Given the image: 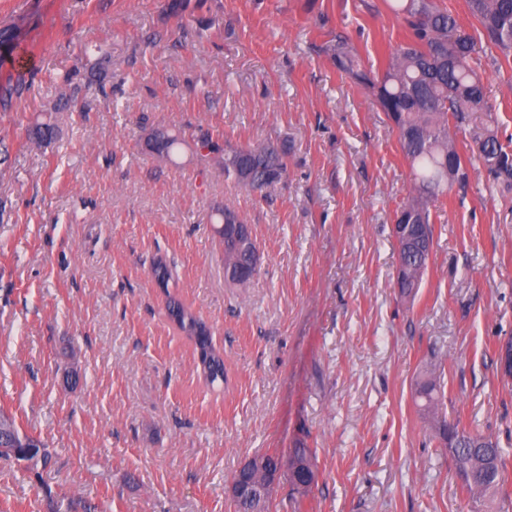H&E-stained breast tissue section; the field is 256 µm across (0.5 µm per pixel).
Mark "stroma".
<instances>
[{
    "label": "stroma",
    "mask_w": 512,
    "mask_h": 512,
    "mask_svg": "<svg viewBox=\"0 0 512 512\" xmlns=\"http://www.w3.org/2000/svg\"><path fill=\"white\" fill-rule=\"evenodd\" d=\"M387 0H0V409L45 442L31 472L0 459V512H233L231 478L252 457L316 451L317 482L276 488L273 512H512V188L471 174L433 208L416 297L397 286L394 214L411 188L398 133L329 53L347 36L383 73L408 32ZM110 59L107 96L53 113L48 74L83 84ZM492 113L456 132L512 149V59L481 47ZM55 118L48 144L28 138ZM180 134L151 152L152 128ZM226 146L288 149V176L262 194L225 179ZM250 225L259 272L224 279L211 216ZM175 282L161 290L157 259ZM190 307L224 355L226 384L196 370L166 305ZM443 393L416 394L425 370ZM496 441L505 482L466 492L442 421Z\"/></svg>",
    "instance_id": "35a3bbf8"
}]
</instances>
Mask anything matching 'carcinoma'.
<instances>
[{
  "instance_id": "obj_1",
  "label": "carcinoma",
  "mask_w": 512,
  "mask_h": 512,
  "mask_svg": "<svg viewBox=\"0 0 512 512\" xmlns=\"http://www.w3.org/2000/svg\"><path fill=\"white\" fill-rule=\"evenodd\" d=\"M396 15L404 17L409 30L407 42L389 52L381 77L368 71L359 53L345 38L336 39L333 60L336 68L355 83L375 92L380 109L394 123L399 145L411 170V191L397 208L396 219L405 225L397 237L399 249L398 288L413 296L421 287L433 244L434 227L431 208L440 203L454 187L467 185L470 169L482 167L497 184L512 186V153L493 135L480 140L476 150L465 159L457 149L451 127H459L470 113L489 111L481 77L471 65L477 52L473 36L457 19L440 8L436 0H389ZM469 14L480 25L490 45L505 57L512 56V0H467ZM107 58L92 67L88 87L107 95L103 86ZM59 105L55 111L82 112L76 98L68 93L69 77L56 82ZM55 124L37 122L29 139L38 144L53 138ZM219 136L208 130L195 137L196 149L220 152ZM148 141L170 156L183 139L164 128L154 129ZM224 177L257 191H270L286 177L285 152L272 146L237 147L224 152ZM215 224H227L224 239V273L228 283L246 287L257 273V247L252 232L241 214L222 207L211 215ZM169 317L195 344L197 367L212 385L226 382L224 356L212 342L210 327L190 309L169 301ZM448 449L455 468L464 474L465 486L475 494L496 493L503 481L501 449L491 438L448 426ZM279 457L266 452L253 457L240 477L256 488L268 481ZM301 465L310 487L317 478L314 452L295 449L288 466ZM273 493L263 497L244 492L233 499L235 512H270Z\"/></svg>"
}]
</instances>
